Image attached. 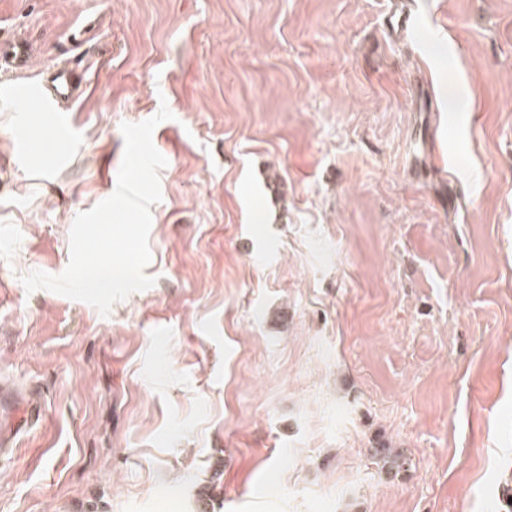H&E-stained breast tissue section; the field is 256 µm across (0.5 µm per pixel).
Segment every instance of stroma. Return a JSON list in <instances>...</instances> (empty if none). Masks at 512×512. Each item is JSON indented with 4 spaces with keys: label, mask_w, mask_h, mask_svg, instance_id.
Masks as SVG:
<instances>
[{
    "label": "stroma",
    "mask_w": 512,
    "mask_h": 512,
    "mask_svg": "<svg viewBox=\"0 0 512 512\" xmlns=\"http://www.w3.org/2000/svg\"><path fill=\"white\" fill-rule=\"evenodd\" d=\"M409 2L395 39L391 0H0V43L32 49L0 68V386L40 410L0 512H495L512 0ZM66 56L87 91L57 147L17 89ZM164 104L155 284L105 317L27 292ZM414 24V16L408 4L395 3L386 15V26L391 33L399 37L406 33Z\"/></svg>",
    "instance_id": "obj_1"
}]
</instances>
